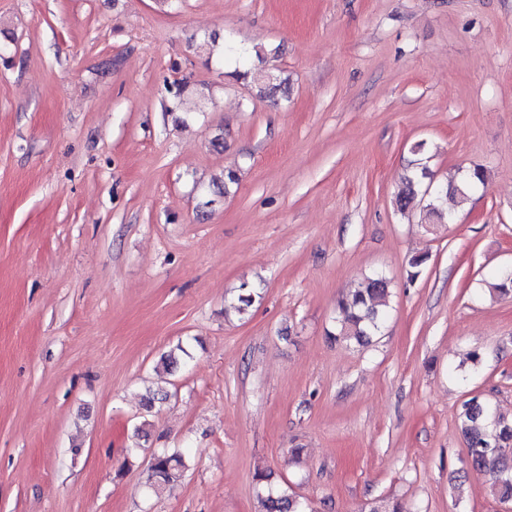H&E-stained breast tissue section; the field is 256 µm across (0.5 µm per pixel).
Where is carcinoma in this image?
<instances>
[{
	"instance_id": "1",
	"label": "carcinoma",
	"mask_w": 512,
	"mask_h": 512,
	"mask_svg": "<svg viewBox=\"0 0 512 512\" xmlns=\"http://www.w3.org/2000/svg\"><path fill=\"white\" fill-rule=\"evenodd\" d=\"M257 88L259 96L273 98L279 85L274 83L277 76L259 67L238 73ZM427 168L414 170L403 179V186L397 193L395 205L404 211L417 199L427 200L423 207V218L428 225L441 224L453 218L437 192L429 190L424 182ZM487 183L486 170L475 167L463 176L447 183L446 195L466 200L469 194ZM488 290L499 296L512 297V269L497 270L485 282ZM390 281L378 273L370 274L360 281L348 295L338 303V327L336 336L346 342L358 345L369 343L372 336L382 328L386 311V297ZM255 302V292L242 288L235 301L230 304L236 312L246 314ZM460 430L465 439L467 464L472 469L488 476L489 488L501 502H512V415L507 416L488 401L473 397L465 401L459 412ZM186 469L185 456L177 451L163 449L152 455L151 470L154 489L176 481ZM269 475L259 472L255 479L262 484L259 495L261 512H312L309 505L287 490L268 484Z\"/></svg>"
}]
</instances>
